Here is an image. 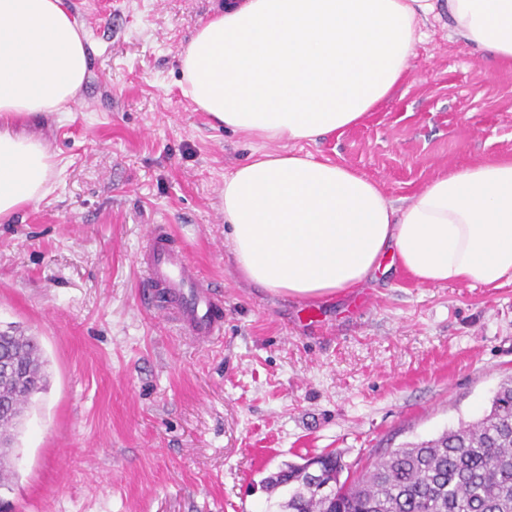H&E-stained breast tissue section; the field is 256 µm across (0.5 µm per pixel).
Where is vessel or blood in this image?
<instances>
[{
  "mask_svg": "<svg viewBox=\"0 0 512 512\" xmlns=\"http://www.w3.org/2000/svg\"><path fill=\"white\" fill-rule=\"evenodd\" d=\"M141 263L148 273L145 304H152L154 290H162L167 300L161 313L179 323L187 336L199 343L221 338L224 293L202 282L196 265L166 227L158 225L151 230Z\"/></svg>",
  "mask_w": 512,
  "mask_h": 512,
  "instance_id": "b4317fda",
  "label": "vessel or blood"
}]
</instances>
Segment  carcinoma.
Listing matches in <instances>:
<instances>
[{"mask_svg": "<svg viewBox=\"0 0 512 512\" xmlns=\"http://www.w3.org/2000/svg\"><path fill=\"white\" fill-rule=\"evenodd\" d=\"M0 355L17 360L30 374L28 388L0 387V394L15 401L14 416L0 424V445L9 457L0 469V490H9L17 430L48 380L35 337L0 335ZM344 469L334 452L282 464L264 479L268 491L285 492L267 512H512V379L499 387L477 421L395 448L356 479H341ZM316 478L329 484V495L311 491Z\"/></svg>", "mask_w": 512, "mask_h": 512, "instance_id": "obj_1", "label": "carcinoma"}]
</instances>
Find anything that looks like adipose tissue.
<instances>
[{"label":"adipose tissue","instance_id":"obj_1","mask_svg":"<svg viewBox=\"0 0 512 512\" xmlns=\"http://www.w3.org/2000/svg\"><path fill=\"white\" fill-rule=\"evenodd\" d=\"M451 33L512 66V0H447ZM435 0H225L179 55V87L225 130L281 143L220 194L237 268L321 299L392 256L424 284L512 278V158L436 174L404 208L380 184L297 143L358 125L403 81ZM87 40L63 0H0V220L44 199L56 164L23 125L75 103Z\"/></svg>","mask_w":512,"mask_h":512}]
</instances>
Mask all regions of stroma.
<instances>
[{
  "instance_id": "obj_1",
  "label": "stroma",
  "mask_w": 512,
  "mask_h": 512,
  "mask_svg": "<svg viewBox=\"0 0 512 512\" xmlns=\"http://www.w3.org/2000/svg\"><path fill=\"white\" fill-rule=\"evenodd\" d=\"M224 0H65L90 45L73 111L25 125L60 174L0 222V331L38 337L48 384L17 436L12 512H265L261 481L333 451L351 477L480 418L512 377V283L426 285L400 266L308 301L238 271L224 178L276 151L181 94L178 55ZM365 121L302 149L378 181L397 208L437 173L512 157V69L441 21ZM162 224L224 289V338L147 307L137 263ZM373 303L355 310V301Z\"/></svg>"
}]
</instances>
